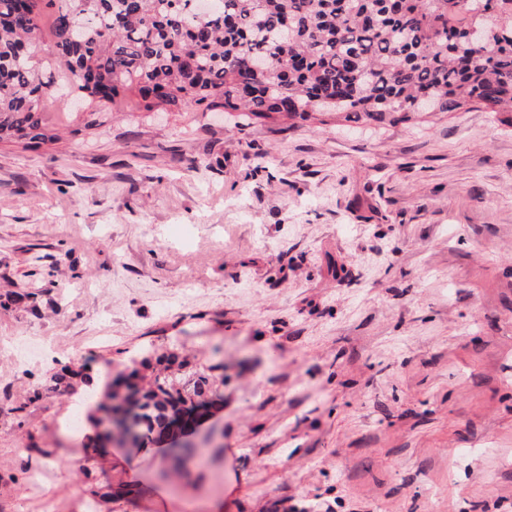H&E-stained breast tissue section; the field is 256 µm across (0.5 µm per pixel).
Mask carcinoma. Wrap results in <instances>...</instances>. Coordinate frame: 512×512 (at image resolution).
I'll list each match as a JSON object with an SVG mask.
<instances>
[{
	"instance_id": "cac0c4a2",
	"label": "carcinoma",
	"mask_w": 512,
	"mask_h": 512,
	"mask_svg": "<svg viewBox=\"0 0 512 512\" xmlns=\"http://www.w3.org/2000/svg\"><path fill=\"white\" fill-rule=\"evenodd\" d=\"M0 0V141L55 142L44 102L57 70L36 56L52 8L56 55L80 99L123 95L152 112L182 103L244 121L416 125L472 104L512 127V0ZM493 23L487 41L471 36ZM258 60L269 66L255 69ZM219 364L171 355L146 388L127 386L108 415L145 446L205 404Z\"/></svg>"
}]
</instances>
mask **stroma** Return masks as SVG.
Returning a JSON list of instances; mask_svg holds the SVG:
<instances>
[{
	"label": "stroma",
	"mask_w": 512,
	"mask_h": 512,
	"mask_svg": "<svg viewBox=\"0 0 512 512\" xmlns=\"http://www.w3.org/2000/svg\"><path fill=\"white\" fill-rule=\"evenodd\" d=\"M44 109L56 144L0 143V296L34 295L0 307V512H512V127ZM145 345L144 380L224 366L189 470L91 447L51 381Z\"/></svg>",
	"instance_id": "1"
}]
</instances>
